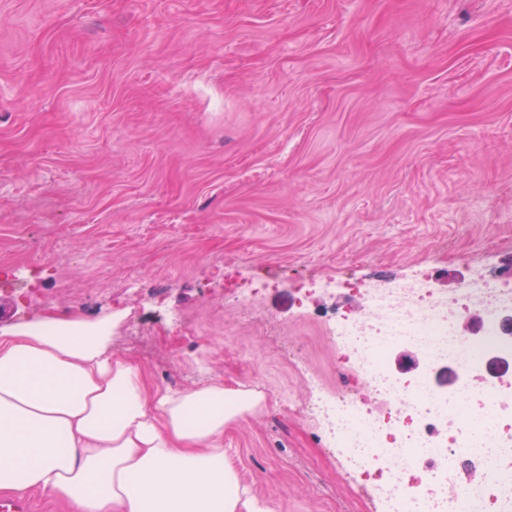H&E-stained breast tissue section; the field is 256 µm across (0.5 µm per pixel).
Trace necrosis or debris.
Returning a JSON list of instances; mask_svg holds the SVG:
<instances>
[{
  "mask_svg": "<svg viewBox=\"0 0 512 512\" xmlns=\"http://www.w3.org/2000/svg\"><path fill=\"white\" fill-rule=\"evenodd\" d=\"M359 308L336 311L329 337L341 365L355 369L363 392L309 396L300 406L319 420L346 469L365 477L381 512H512V373L490 381V355L512 363L503 313L512 309V277L434 280L388 292L342 281ZM480 309L477 329L466 325ZM411 348L420 370L397 373L395 350ZM459 371L452 391L429 374Z\"/></svg>",
  "mask_w": 512,
  "mask_h": 512,
  "instance_id": "necrosis-or-debris-1",
  "label": "necrosis or debris"
}]
</instances>
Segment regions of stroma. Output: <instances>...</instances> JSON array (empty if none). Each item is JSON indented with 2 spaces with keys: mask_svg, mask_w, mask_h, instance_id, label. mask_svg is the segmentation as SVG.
Masks as SVG:
<instances>
[{
  "mask_svg": "<svg viewBox=\"0 0 512 512\" xmlns=\"http://www.w3.org/2000/svg\"><path fill=\"white\" fill-rule=\"evenodd\" d=\"M511 267L512 0H0V328L125 307L153 384L261 392L272 512H379L292 407L359 384L339 281Z\"/></svg>",
  "mask_w": 512,
  "mask_h": 512,
  "instance_id": "1",
  "label": "stroma"
}]
</instances>
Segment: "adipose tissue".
Returning a JSON list of instances; mask_svg holds the SVG:
<instances>
[{
    "mask_svg": "<svg viewBox=\"0 0 512 512\" xmlns=\"http://www.w3.org/2000/svg\"><path fill=\"white\" fill-rule=\"evenodd\" d=\"M117 313L0 329V492L69 512H266L224 452L261 393L175 390L112 350Z\"/></svg>",
    "mask_w": 512,
    "mask_h": 512,
    "instance_id": "ef3b65f1",
    "label": "adipose tissue"
}]
</instances>
